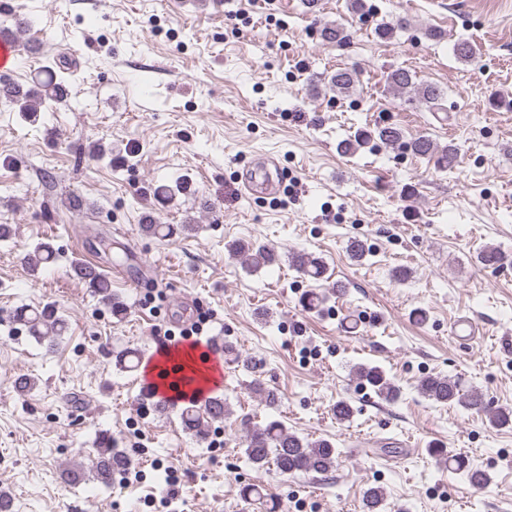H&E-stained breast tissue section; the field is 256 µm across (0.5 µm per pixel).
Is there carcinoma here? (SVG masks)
<instances>
[{
    "label": "carcinoma",
    "instance_id": "carcinoma-1",
    "mask_svg": "<svg viewBox=\"0 0 512 512\" xmlns=\"http://www.w3.org/2000/svg\"><path fill=\"white\" fill-rule=\"evenodd\" d=\"M453 54L457 60L468 63L475 58L473 45L466 40H459L453 45ZM358 82L356 70L348 67L339 68L330 77L329 88L338 93H345L355 87ZM387 84L394 93L413 91L419 100L430 108L441 105L445 99V91L433 83H418L416 76L405 69H396L387 76ZM0 96L18 105V111L25 115L35 114L48 102L60 100V83L53 76L38 84L33 89L23 90L15 83H6L0 87ZM413 153L421 156L435 155L438 164L447 167L453 164L456 157L455 148L448 145L443 148L435 146L434 142L425 135H420L410 142ZM191 228L189 224H155L146 220L142 229L160 238H171L185 229ZM230 254L242 258L244 264L253 267L272 266L278 261V255L268 248L255 243H238L230 248ZM56 259V250L46 242L35 246L31 263L34 266L50 264ZM479 261L485 266L501 267L512 263V256L503 252L497 246H486L478 254ZM296 268L305 276L313 280L324 278L327 269L323 262L315 257L304 254L292 257ZM93 292L101 297V301L112 307V315L120 317L125 314V307L116 300L108 283L96 277L88 281ZM14 321L26 328L30 336L40 343L47 344L52 349L56 340L62 336L66 329V319L58 314L52 306L42 309H28L26 307L16 310ZM141 361L140 353L132 349H123L115 355V365L122 371H134ZM353 373L360 382L370 388L374 394L385 402H393L400 396V389L378 366L359 364L353 368ZM418 390L427 399L440 404H458L463 408L476 413L488 412V404L477 390L463 392L459 381L441 375H431L420 380ZM231 414V409L224 398L214 401L207 410L187 402L180 409L179 419L182 427L203 442L208 436L209 427L215 422H222ZM243 452L247 460L257 469L270 464L274 465L283 474L297 471L325 474L334 465L337 449L328 440L308 441L291 433L278 421H271L263 427L250 428L243 442ZM435 458L450 467L465 473L470 485L480 488L488 483L486 472L474 467L461 458L448 454L442 448L433 449ZM129 461L123 451L116 448L112 437L103 436L96 448V456L91 460V466L84 468L79 465L68 469L65 479L72 484L83 481L87 474L92 473L102 483H110L112 479L127 468ZM384 493L379 488H370L364 493L365 512H380L383 509Z\"/></svg>",
    "mask_w": 512,
    "mask_h": 512
}]
</instances>
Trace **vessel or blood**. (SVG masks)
Wrapping results in <instances>:
<instances>
[{
	"instance_id": "1",
	"label": "vessel or blood",
	"mask_w": 512,
	"mask_h": 512,
	"mask_svg": "<svg viewBox=\"0 0 512 512\" xmlns=\"http://www.w3.org/2000/svg\"><path fill=\"white\" fill-rule=\"evenodd\" d=\"M223 363L219 346L192 336L178 339L147 360V390L162 403H171L176 393L186 392L195 395L198 405H207L223 385Z\"/></svg>"
}]
</instances>
